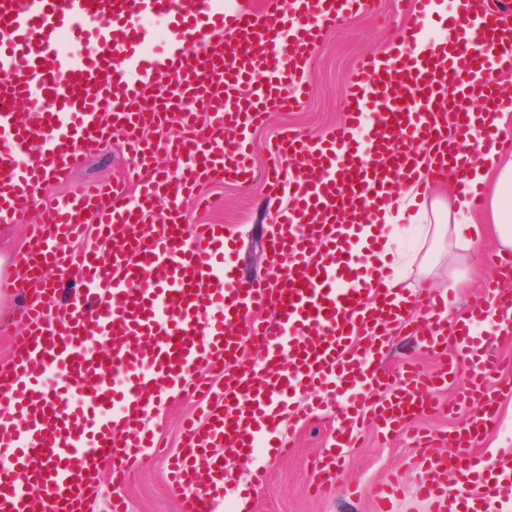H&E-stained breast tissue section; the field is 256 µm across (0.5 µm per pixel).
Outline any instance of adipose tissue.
I'll return each mask as SVG.
<instances>
[{
  "mask_svg": "<svg viewBox=\"0 0 512 512\" xmlns=\"http://www.w3.org/2000/svg\"><path fill=\"white\" fill-rule=\"evenodd\" d=\"M466 180L483 193L484 206L476 216L459 193L449 201L433 193L421 197L410 188L393 195L384 208L386 229L381 249L367 260V268L387 265L400 231L398 220L414 206L425 214L426 232L432 238L447 236L462 243L470 237L488 235L501 249H512V152L496 149L485 153L467 170Z\"/></svg>",
  "mask_w": 512,
  "mask_h": 512,
  "instance_id": "adipose-tissue-1",
  "label": "adipose tissue"
}]
</instances>
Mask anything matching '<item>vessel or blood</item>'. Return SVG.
Masks as SVG:
<instances>
[{
  "instance_id": "1",
  "label": "vessel or blood",
  "mask_w": 512,
  "mask_h": 512,
  "mask_svg": "<svg viewBox=\"0 0 512 512\" xmlns=\"http://www.w3.org/2000/svg\"><path fill=\"white\" fill-rule=\"evenodd\" d=\"M395 51L361 58L337 125L322 136L286 133L266 180L288 198L267 240L272 282L242 285L226 255L220 224L183 225V203L225 181L256 179L250 139L268 113L294 111L309 94L312 60L336 20L365 12L371 0H286L252 12L223 0H0V223L30 212L50 183L68 182L79 158L113 133L126 138L135 191L78 185L35 224L7 287L23 295V331L0 367V512H84L103 465L122 485L147 455L162 450L146 420L159 405L157 382L205 404L168 457L179 512H212L200 468L224 475L220 449L248 458L274 446L282 417L299 423L339 397L344 427L311 464L312 490L335 491L333 469L355 429L413 438L436 478L417 495L431 512H493L512 493V453L475 454L495 422L501 390L488 387L501 358L494 340L512 335V290L486 286L484 305L452 326L447 294L415 289L400 300L355 267L373 251L363 235L382 192L423 173L460 177L473 163L463 145L500 143L490 117L512 112L500 79L512 74V14L488 0H457L440 41L426 42L434 0H405ZM165 27L150 50L145 22ZM179 120L167 166L143 141L146 124ZM300 158L287 175L283 158ZM472 207L479 190L460 185ZM167 218H151L158 205ZM96 223L106 253L80 247ZM55 269L76 278L65 313L49 320L35 287ZM419 317H412V310ZM410 328L443 360L433 372L408 365L396 377L381 355L391 325ZM256 345L261 362L244 359ZM466 369L459 404L471 414L454 443L420 435L412 420L441 412L435 398ZM458 479L449 494L445 475ZM398 480L371 485L389 512Z\"/></svg>"
}]
</instances>
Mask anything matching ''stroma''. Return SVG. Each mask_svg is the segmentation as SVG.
Returning a JSON list of instances; mask_svg holds the SVG:
<instances>
[{"instance_id": "obj_1", "label": "stroma", "mask_w": 512, "mask_h": 512, "mask_svg": "<svg viewBox=\"0 0 512 512\" xmlns=\"http://www.w3.org/2000/svg\"><path fill=\"white\" fill-rule=\"evenodd\" d=\"M402 15L395 0H377L372 13L348 17L337 22L323 36L314 58L313 84L304 107L295 112L271 113L267 124L253 136L257 165H265L282 128L290 127L311 135L320 134L328 125L338 122L343 112L344 90L357 59L364 54H379L398 45L401 40ZM134 165L123 150L121 137L82 157L75 167L73 182L101 180H132ZM65 186L52 184L37 197L23 224H0V279L8 278L14 256L29 241L32 224L38 223L52 204L64 196ZM210 196L209 211H198L185 205V224H221L234 240L237 252V273L242 281L256 278L272 279L266 255V239L273 216L283 203L272 196L263 183L243 188L231 183L215 185ZM497 250L493 239L475 242L470 249L438 247L421 249L420 254L431 267L422 273L419 266L407 267L395 262L392 275L404 288L415 286L419 279L440 291L448 288V272L456 270L461 286L457 289L449 318L473 304L482 302L483 286L495 272L488 258ZM413 361L431 370L437 363L419 347L413 337L398 330L390 334L383 356V367L395 374L405 362ZM200 400L196 397H172L164 400L155 427L170 451L181 446L183 420L198 414ZM341 426L337 407L312 419L305 425H294L286 436L290 452L280 458L274 449L258 450L247 462H234L224 472V499L216 503L215 512H224L225 503H237L248 497L250 512H376L366 496L356 498L344 494L352 484L359 487L384 479L392 470L404 472L403 492L392 505V512H429V505L417 497L416 485L432 472L417 456L407 438L385 439L374 426H364L358 433V446L348 452L336 469L340 494L320 498L312 494L309 461L328 447L333 433ZM267 475L264 487L250 489L252 471ZM130 512H177V496L169 488L162 459L151 458L140 472L122 488Z\"/></svg>"}]
</instances>
